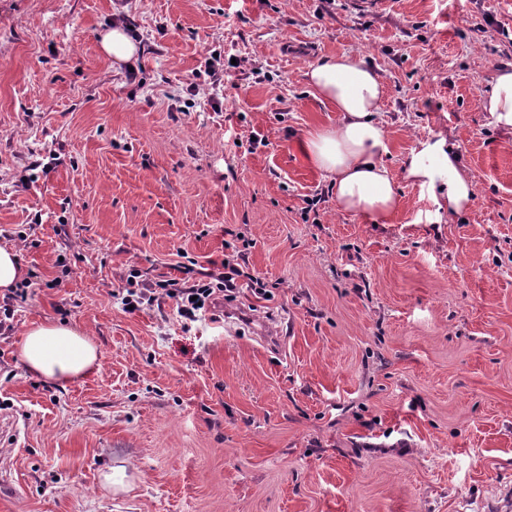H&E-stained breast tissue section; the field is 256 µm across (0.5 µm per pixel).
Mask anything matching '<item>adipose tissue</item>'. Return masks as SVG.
<instances>
[{"label":"adipose tissue","mask_w":512,"mask_h":512,"mask_svg":"<svg viewBox=\"0 0 512 512\" xmlns=\"http://www.w3.org/2000/svg\"><path fill=\"white\" fill-rule=\"evenodd\" d=\"M305 80L312 95L338 114L335 125L305 136L302 148L308 160L330 179L338 209L359 213L375 224L390 223L399 193L384 161L388 129L378 117L384 95L381 74L360 57L344 52L308 66ZM483 108L495 126L512 130V71L498 74ZM403 176L429 185L438 209L459 214L473 205L476 181L461 165L455 143L440 139L412 150ZM17 348L24 369L47 381H82L100 368L96 343L72 326L32 324Z\"/></svg>","instance_id":"obj_1"}]
</instances>
